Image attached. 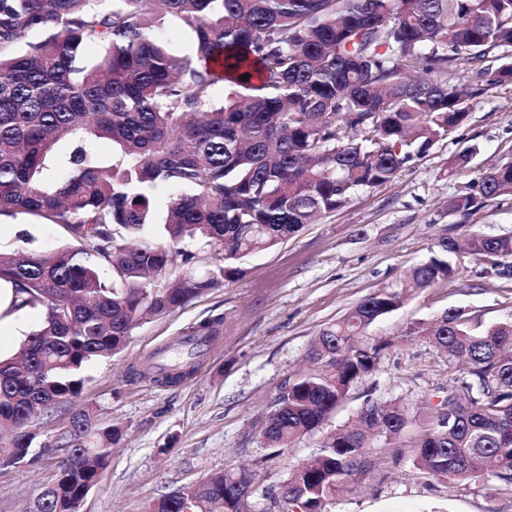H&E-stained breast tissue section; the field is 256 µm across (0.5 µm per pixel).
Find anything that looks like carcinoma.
<instances>
[{
  "label": "carcinoma",
  "mask_w": 512,
  "mask_h": 512,
  "mask_svg": "<svg viewBox=\"0 0 512 512\" xmlns=\"http://www.w3.org/2000/svg\"><path fill=\"white\" fill-rule=\"evenodd\" d=\"M167 15L192 30L195 57L173 55L154 33ZM87 45L101 48L92 65L81 60ZM497 52L504 62L489 73L482 63ZM459 69L512 84V0H0V216L28 213L78 243L0 255L12 309L44 310L21 361L0 358V432L13 435L0 463L28 455L41 412L77 397L85 366L121 352L142 322L239 278L242 258L391 182L447 138L467 117L463 101L480 93L448 81ZM220 81L228 86L216 104ZM66 139L74 147L49 193L40 176ZM100 140L120 146L121 159L98 164ZM183 185L194 193L178 192ZM162 189L166 216L155 224ZM506 194L512 160L485 171L474 192L448 198V215ZM187 238L223 248L220 276L167 278L170 252ZM466 246L496 267L512 256V235L474 232ZM458 250L441 237L401 289L368 296L319 333L309 349L316 369L274 400L267 445L287 448L321 427L376 374L389 343L368 341L367 328L409 292L447 280ZM222 327L221 317L193 324L179 344L205 345ZM421 332L465 368L448 392L456 408L442 403L417 440L415 467L436 479L490 474L495 490L512 492V321L481 330L449 309ZM169 352L133 375L172 385L194 371L190 358L154 363ZM361 412L366 425L328 434L313 462L288 475V504L325 512L367 467L372 435L399 437L412 407L368 399ZM119 436L87 409L73 414L56 472L35 497L40 512H77ZM245 480L215 472L148 512H248Z\"/></svg>",
  "instance_id": "1"
}]
</instances>
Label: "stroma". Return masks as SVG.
<instances>
[{
    "label": "stroma",
    "instance_id": "stroma-1",
    "mask_svg": "<svg viewBox=\"0 0 512 512\" xmlns=\"http://www.w3.org/2000/svg\"><path fill=\"white\" fill-rule=\"evenodd\" d=\"M453 78L480 93L466 101L468 116L448 138L393 181L357 191L346 206L288 241L245 257L238 279L142 323L120 354L88 365L81 395L40 417L30 462L0 466V512H22L51 479L56 460L50 448L82 407L99 422L119 426L121 438L78 512H146L153 499L225 469L250 475V512H288L280 486L289 471L318 455L328 432L353 425L369 399L408 400L415 412L394 447L367 449L366 472L326 512H512V493L492 492L490 479L427 478L413 463V446L435 405L462 377L419 327L452 308L464 309L484 328L512 319V257L494 268L463 253L454 256L452 277L409 293L399 309L368 328L369 337L389 343L380 367L350 390L322 428L287 448L266 446L260 436L282 387L310 371L309 348L322 328L368 296L399 288L440 237L512 235V195L465 217L448 216L444 208L482 169L512 159V86L460 70ZM467 151L468 167L450 172L452 160ZM66 242L60 227L35 223L29 215L0 217L1 253ZM212 317L223 318V333L199 348L190 377L169 387L130 378L145 356ZM42 320L39 309L13 312L0 325V356L15 355Z\"/></svg>",
    "mask_w": 512,
    "mask_h": 512
}]
</instances>
